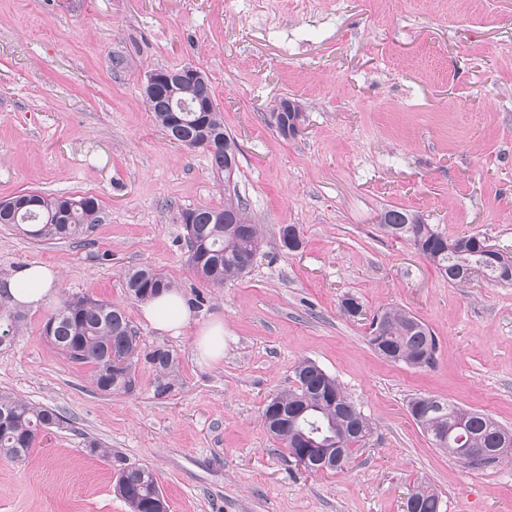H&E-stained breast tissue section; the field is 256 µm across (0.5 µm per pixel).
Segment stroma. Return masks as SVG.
Listing matches in <instances>:
<instances>
[{"label":"stroma","mask_w":512,"mask_h":512,"mask_svg":"<svg viewBox=\"0 0 512 512\" xmlns=\"http://www.w3.org/2000/svg\"><path fill=\"white\" fill-rule=\"evenodd\" d=\"M184 66L211 81L264 236L250 272L220 288L193 274L180 214L223 206L224 178L207 150L169 140L142 92L149 72ZM283 98L303 113L288 139L265 122ZM27 192L95 197L99 220L79 242L0 224V269L48 264L59 295L121 305L143 344L176 353L177 382L155 397L143 365L135 391L101 393L43 334L57 300L20 309L0 391L69 423L24 461L0 458V512H129L119 458L155 470L169 512H403L422 482L446 512H512V460L468 467L407 408L434 395L512 429V285L451 284L379 225L402 208L512 255V0H0V198ZM284 224L299 251L281 250ZM142 265L189 301L181 334L154 330L126 296L124 272ZM348 296L363 317L342 312ZM388 306L434 332L433 366L371 348L368 317ZM215 317L224 361L205 366L193 341ZM304 360L373 426L336 474L306 471L262 422Z\"/></svg>","instance_id":"stroma-1"}]
</instances>
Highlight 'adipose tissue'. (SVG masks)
Returning <instances> with one entry per match:
<instances>
[{"mask_svg":"<svg viewBox=\"0 0 512 512\" xmlns=\"http://www.w3.org/2000/svg\"><path fill=\"white\" fill-rule=\"evenodd\" d=\"M58 280L57 269L38 263L26 264L0 281V300L13 307H42L54 296ZM141 312L158 332L172 335L181 333L192 320L186 298L175 289L145 302Z\"/></svg>","mask_w":512,"mask_h":512,"instance_id":"ef3b65f1","label":"adipose tissue"}]
</instances>
